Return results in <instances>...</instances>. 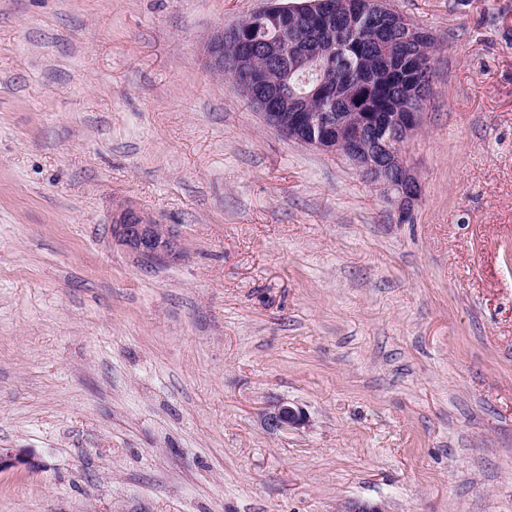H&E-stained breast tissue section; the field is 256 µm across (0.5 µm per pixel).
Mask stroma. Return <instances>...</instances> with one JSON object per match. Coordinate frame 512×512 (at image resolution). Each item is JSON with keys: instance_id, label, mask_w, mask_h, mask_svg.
<instances>
[{"instance_id": "stroma-1", "label": "stroma", "mask_w": 512, "mask_h": 512, "mask_svg": "<svg viewBox=\"0 0 512 512\" xmlns=\"http://www.w3.org/2000/svg\"><path fill=\"white\" fill-rule=\"evenodd\" d=\"M265 2L0 0V512H512V0H391L437 46L402 224L211 70ZM112 242L147 263L177 262L183 257L173 224H159L149 213L120 203L109 227ZM266 428L272 432L298 431L308 427L309 418L302 407L278 400L263 413ZM38 467L39 464L34 457L28 454L10 448H0V472L13 469L35 471Z\"/></svg>"}]
</instances>
